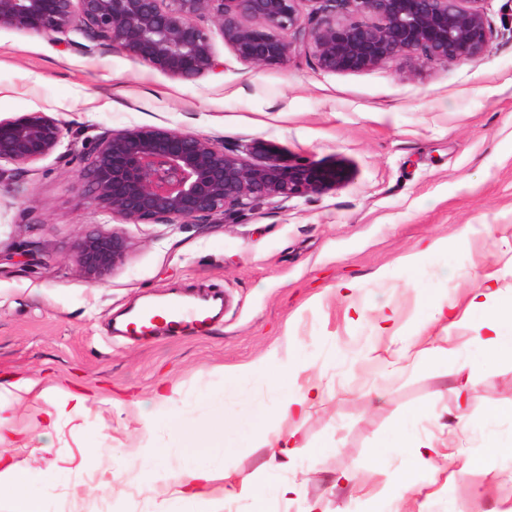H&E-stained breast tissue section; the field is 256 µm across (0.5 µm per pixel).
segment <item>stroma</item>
<instances>
[{"mask_svg":"<svg viewBox=\"0 0 512 512\" xmlns=\"http://www.w3.org/2000/svg\"><path fill=\"white\" fill-rule=\"evenodd\" d=\"M486 9L490 46L461 64L333 73L295 52L280 66L249 67L217 35L219 69L191 83L117 50H83L74 31L56 39L0 29L1 120L46 113L78 146L146 126L252 139L349 170L335 187L260 203L234 221L123 225L127 256L97 284L80 271L72 245L113 222L75 185L81 154L0 170V381L36 373L113 399L111 410L91 409L53 439L50 451L36 441L21 449L28 492L44 512H202L151 498L122 473L129 449L176 450L177 429L209 426L221 408L231 417L223 447L188 449L182 464H221L265 490L225 501L222 512H405L406 485L420 490L422 512H512V356L473 345L482 312L451 330L467 347L461 356H426L396 373L360 358L383 316H396L393 333L405 343L436 302H464L487 276L512 286V0H488ZM438 238L447 252L415 270L401 265ZM171 292L223 296L224 316L201 334L117 332L118 318L141 299ZM267 357L326 372L329 400L302 420L276 415L272 382L225 390V374ZM161 383L164 403L154 399ZM373 386L388 389L385 401L362 399ZM142 409L157 417L152 432L142 428ZM461 411L458 455L438 475L412 449L394 447L399 421L411 438H437ZM261 417L294 433L289 459L251 446ZM88 443L95 450L85 473L64 470L61 458ZM471 458L485 467L464 470ZM345 470L363 478V490L336 485ZM292 481L298 493L277 498L275 485Z\"/></svg>","mask_w":512,"mask_h":512,"instance_id":"stroma-1","label":"stroma"}]
</instances>
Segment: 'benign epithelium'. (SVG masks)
Masks as SVG:
<instances>
[{
	"label": "benign epithelium",
	"instance_id": "7a95c632",
	"mask_svg": "<svg viewBox=\"0 0 512 512\" xmlns=\"http://www.w3.org/2000/svg\"><path fill=\"white\" fill-rule=\"evenodd\" d=\"M0 0V29L46 36L77 31L184 83L217 66L213 33L237 60L279 66L299 51L327 72H357L400 59L449 65L483 55L493 27L485 0ZM293 36L285 39L284 34ZM63 127L43 112L0 120V163L18 170L55 153ZM348 178L340 163L282 155L260 141L228 146L163 127L107 131L87 152L79 189L125 224L230 219L263 201L319 193ZM125 235L81 236L74 257L97 282L123 264Z\"/></svg>",
	"mask_w": 512,
	"mask_h": 512
}]
</instances>
